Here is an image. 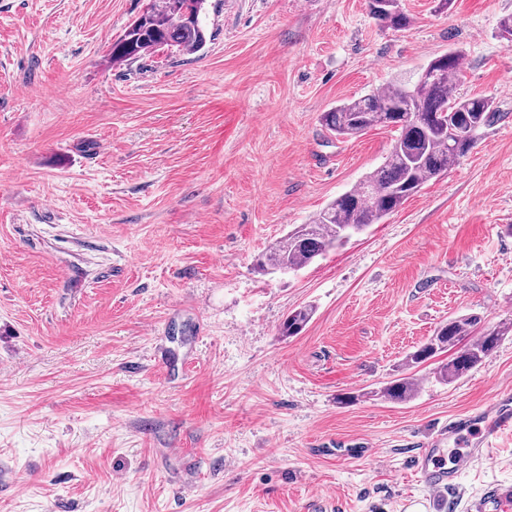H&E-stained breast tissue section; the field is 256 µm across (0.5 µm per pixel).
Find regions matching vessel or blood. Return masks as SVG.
Masks as SVG:
<instances>
[{
    "instance_id": "1",
    "label": "vessel or blood",
    "mask_w": 512,
    "mask_h": 512,
    "mask_svg": "<svg viewBox=\"0 0 512 512\" xmlns=\"http://www.w3.org/2000/svg\"><path fill=\"white\" fill-rule=\"evenodd\" d=\"M512 430V392L498 394L482 411L465 413L448 427V435L474 439L472 451L459 455L455 463H447L441 449L429 448L414 461V472L419 481L433 493L458 486L465 472L489 448L493 437ZM476 512H512V492L497 489L482 496L475 505Z\"/></svg>"
}]
</instances>
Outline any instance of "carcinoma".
<instances>
[{"instance_id":"1","label":"carcinoma","mask_w":512,"mask_h":512,"mask_svg":"<svg viewBox=\"0 0 512 512\" xmlns=\"http://www.w3.org/2000/svg\"><path fill=\"white\" fill-rule=\"evenodd\" d=\"M369 13L383 28L407 30L412 19L400 0H368ZM206 0H148L146 7L124 34L112 42V63L122 64L160 50L194 53L207 42L202 22ZM429 77L413 73L397 78L370 94L344 102L321 116L322 124L343 137H356L376 126L397 129L384 163L368 173L352 190L340 195L309 222L298 224L265 252L258 263L264 273L298 271L336 246L380 223L399 209L413 193L445 174L473 148L481 132L501 117L490 96H462L463 56L450 50L431 59ZM403 118L397 120L393 110ZM313 316V308L302 306L283 322L280 333L295 336ZM481 318L448 319L426 343L409 353L406 366L417 367L441 353L447 362L434 371L442 383H452L483 363L497 348L502 336L512 331V322L486 326L477 331ZM479 334L470 343L466 337ZM417 393L412 376L397 377L379 391L380 397L407 402Z\"/></svg>"}]
</instances>
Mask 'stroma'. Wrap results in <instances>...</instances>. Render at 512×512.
Wrapping results in <instances>:
<instances>
[{
    "mask_svg": "<svg viewBox=\"0 0 512 512\" xmlns=\"http://www.w3.org/2000/svg\"><path fill=\"white\" fill-rule=\"evenodd\" d=\"M146 3L0 0V512H474L512 488V433L446 493L412 469L512 388V334L372 395L440 323L512 321V0H402L406 31L368 0H207L201 51L113 64ZM451 49L499 121L381 223L261 274L397 135L322 113ZM401 0H368L369 13L376 23L383 28L407 30L412 19L403 11ZM313 316V308L302 306L292 311L283 322L280 333L282 336H295L305 328ZM417 382L413 376L397 377L388 382L378 395L393 402H407L410 401L417 393Z\"/></svg>",
    "mask_w": 512,
    "mask_h": 512,
    "instance_id": "1",
    "label": "stroma"
}]
</instances>
